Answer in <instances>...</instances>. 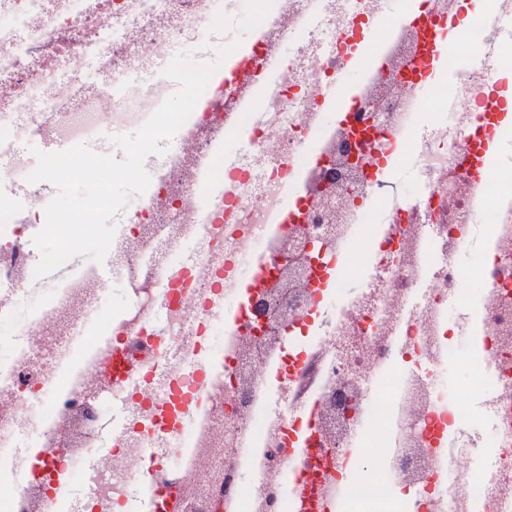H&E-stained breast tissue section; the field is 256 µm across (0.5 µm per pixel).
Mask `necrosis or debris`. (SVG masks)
I'll return each instance as SVG.
<instances>
[{"mask_svg":"<svg viewBox=\"0 0 512 512\" xmlns=\"http://www.w3.org/2000/svg\"><path fill=\"white\" fill-rule=\"evenodd\" d=\"M231 2L0 0L1 318L42 283L50 200L16 134L102 153L158 109L164 68ZM483 2L475 22L462 0H405L391 17L382 0H258L223 79L117 216L107 262L128 304L103 311L93 273L56 283L0 363V512H290L294 485L304 512H512V167L483 152L512 140V0ZM357 59L372 78L351 100ZM330 89L343 119L326 118ZM229 137L244 145L232 160ZM408 160L412 200L386 189ZM476 223L487 246L464 266ZM295 244L312 260L283 274ZM244 266L253 290L228 320ZM351 275L359 295L327 313L324 283ZM452 303L471 311L461 360L487 394V444L470 394L439 385L457 357ZM65 476L82 496L62 500Z\"/></svg>","mask_w":512,"mask_h":512,"instance_id":"necrosis-or-debris-1","label":"necrosis or debris"}]
</instances>
